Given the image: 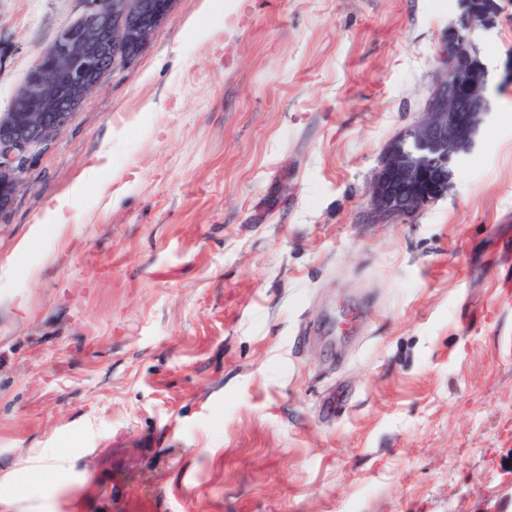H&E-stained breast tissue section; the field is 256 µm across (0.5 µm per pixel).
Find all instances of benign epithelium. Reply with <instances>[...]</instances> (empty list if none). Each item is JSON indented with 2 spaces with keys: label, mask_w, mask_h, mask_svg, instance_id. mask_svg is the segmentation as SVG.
Listing matches in <instances>:
<instances>
[{
  "label": "benign epithelium",
  "mask_w": 512,
  "mask_h": 512,
  "mask_svg": "<svg viewBox=\"0 0 512 512\" xmlns=\"http://www.w3.org/2000/svg\"><path fill=\"white\" fill-rule=\"evenodd\" d=\"M459 0L468 31L491 32L501 0ZM173 0H86L84 13L47 48L0 113V215L10 208L22 175L47 142L64 129L102 78L135 62L172 10ZM458 28H448L440 76L422 116L387 145L369 197L366 223L407 221L448 194V160L475 145L485 113L472 50L456 48Z\"/></svg>",
  "instance_id": "obj_1"
}]
</instances>
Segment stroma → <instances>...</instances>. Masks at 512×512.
I'll list each match as a JSON object with an SVG mask.
<instances>
[{"label": "stroma", "mask_w": 512, "mask_h": 512, "mask_svg": "<svg viewBox=\"0 0 512 512\" xmlns=\"http://www.w3.org/2000/svg\"><path fill=\"white\" fill-rule=\"evenodd\" d=\"M201 4L0 217V512H512V17L475 37L493 110L448 195L369 224L458 0ZM84 9L0 0V112ZM107 140L90 202L30 237Z\"/></svg>", "instance_id": "stroma-1"}]
</instances>
